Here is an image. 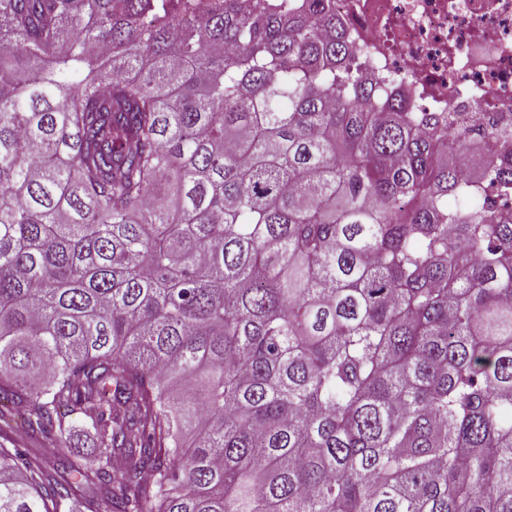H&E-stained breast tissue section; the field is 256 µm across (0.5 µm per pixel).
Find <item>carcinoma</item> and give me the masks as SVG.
<instances>
[{
  "label": "carcinoma",
  "mask_w": 512,
  "mask_h": 512,
  "mask_svg": "<svg viewBox=\"0 0 512 512\" xmlns=\"http://www.w3.org/2000/svg\"><path fill=\"white\" fill-rule=\"evenodd\" d=\"M363 71L333 0H0V420L97 437L0 512H512V162ZM72 427L73 430L66 447L70 451H80L89 459H92L94 448L97 446V439L91 420L83 415H74L72 416ZM67 448H64L61 453H68Z\"/></svg>",
  "instance_id": "1"
}]
</instances>
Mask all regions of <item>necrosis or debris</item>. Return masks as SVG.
I'll return each mask as SVG.
<instances>
[{
  "instance_id": "necrosis-or-debris-1",
  "label": "necrosis or debris",
  "mask_w": 512,
  "mask_h": 512,
  "mask_svg": "<svg viewBox=\"0 0 512 512\" xmlns=\"http://www.w3.org/2000/svg\"><path fill=\"white\" fill-rule=\"evenodd\" d=\"M366 72L454 131L512 134V0H336Z\"/></svg>"
}]
</instances>
